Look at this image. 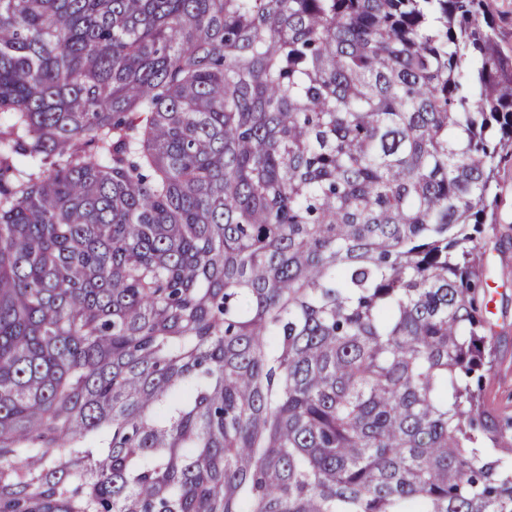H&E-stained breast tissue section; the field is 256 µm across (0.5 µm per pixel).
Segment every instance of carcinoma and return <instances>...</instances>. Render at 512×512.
Instances as JSON below:
<instances>
[{"instance_id":"carcinoma-1","label":"carcinoma","mask_w":512,"mask_h":512,"mask_svg":"<svg viewBox=\"0 0 512 512\" xmlns=\"http://www.w3.org/2000/svg\"><path fill=\"white\" fill-rule=\"evenodd\" d=\"M486 0H0V512H512ZM499 224H486L481 240L485 259L487 317L498 339V352L486 377V394L502 417L512 416V160L499 173ZM504 241L503 247H500ZM511 270V277L505 272Z\"/></svg>"}]
</instances>
